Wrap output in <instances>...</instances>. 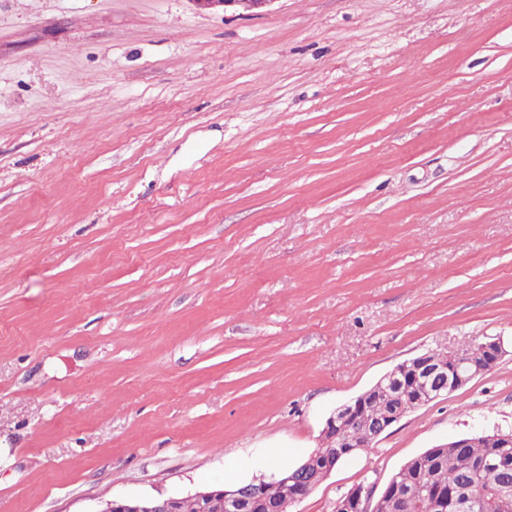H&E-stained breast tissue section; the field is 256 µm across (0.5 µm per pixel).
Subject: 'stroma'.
Listing matches in <instances>:
<instances>
[{"mask_svg": "<svg viewBox=\"0 0 512 512\" xmlns=\"http://www.w3.org/2000/svg\"><path fill=\"white\" fill-rule=\"evenodd\" d=\"M475 339L294 512L512 429V0H0V512L270 475ZM199 10H222L228 8L239 15L259 14L269 8L276 0H190ZM481 346L482 352L486 354L487 368H481L479 371L471 372V370L465 366V362L458 361L461 357L459 352L463 351L468 352L469 357L476 363H481L479 366L484 365V355L480 351V343H473L464 349L457 350L458 352L455 358L450 362H448V360L454 351H428L426 354H428L431 359L437 361L428 359L426 355H419L404 360L377 381L367 393L379 392L388 387L394 395H402L404 394L405 388L397 375L401 374V372H411V378L414 384L430 383L428 387H425L429 390L425 391L427 396H433V398L428 402H426V398L422 400L425 402L422 405L427 404L441 396L447 395L449 392L462 389L476 376L489 372L497 364L503 353L501 343L486 341L483 342ZM438 361H447L448 363Z\"/></svg>", "mask_w": 512, "mask_h": 512, "instance_id": "stroma-1", "label": "stroma"}]
</instances>
